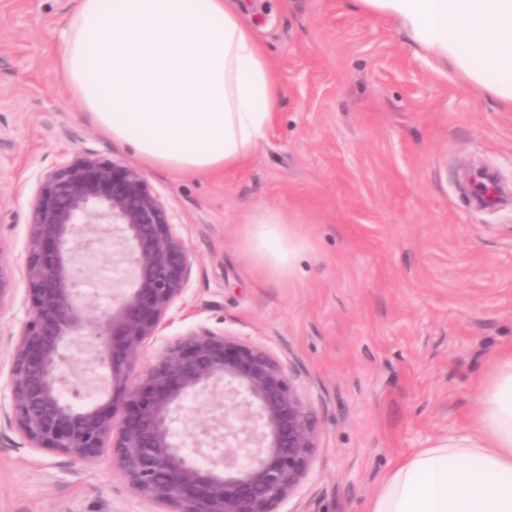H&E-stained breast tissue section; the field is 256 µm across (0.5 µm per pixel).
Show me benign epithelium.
I'll return each mask as SVG.
<instances>
[{
  "label": "benign epithelium",
  "instance_id": "obj_1",
  "mask_svg": "<svg viewBox=\"0 0 512 512\" xmlns=\"http://www.w3.org/2000/svg\"><path fill=\"white\" fill-rule=\"evenodd\" d=\"M30 212L24 279L30 306L0 390V416L29 447L74 464L111 449L112 469L143 499L171 512H280L318 448L311 404L284 363L262 346L207 327L165 342L137 380L146 344L170 324L188 290L193 253L165 200L136 167L86 151L41 173ZM112 242L110 303L80 284L90 236ZM14 278L0 241V307ZM105 366V399L61 398L64 370ZM213 403L195 454L174 432L189 403Z\"/></svg>",
  "mask_w": 512,
  "mask_h": 512
}]
</instances>
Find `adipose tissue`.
I'll return each instance as SVG.
<instances>
[{
  "instance_id": "obj_1",
  "label": "adipose tissue",
  "mask_w": 512,
  "mask_h": 512,
  "mask_svg": "<svg viewBox=\"0 0 512 512\" xmlns=\"http://www.w3.org/2000/svg\"><path fill=\"white\" fill-rule=\"evenodd\" d=\"M469 88L512 108V0H354ZM233 0H78L59 61L69 91L146 167L218 172L244 162L279 106L273 66ZM246 245L284 277L298 249L278 211ZM368 512H512V351L457 433L403 459Z\"/></svg>"
}]
</instances>
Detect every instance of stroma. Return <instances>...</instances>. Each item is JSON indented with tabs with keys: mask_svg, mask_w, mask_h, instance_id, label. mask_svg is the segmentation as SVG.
Masks as SVG:
<instances>
[{
	"mask_svg": "<svg viewBox=\"0 0 512 512\" xmlns=\"http://www.w3.org/2000/svg\"><path fill=\"white\" fill-rule=\"evenodd\" d=\"M76 0H0V382L29 305L24 260L37 176L92 150L136 165L72 97L57 62ZM276 65L279 108L243 167L145 169L194 255L164 331L206 326L287 363L318 420L312 469L281 512H367L404 456L447 438L512 347V203L478 206L465 169L512 186V111L432 66L350 0H242ZM278 210L301 245L261 274L252 216ZM0 512H160L113 471L0 429ZM14 278L7 247L0 241V307L13 301Z\"/></svg>",
	"mask_w": 512,
	"mask_h": 512,
	"instance_id": "1",
	"label": "stroma"
}]
</instances>
